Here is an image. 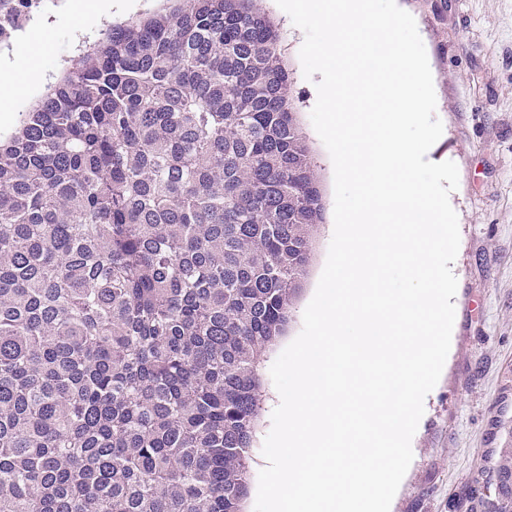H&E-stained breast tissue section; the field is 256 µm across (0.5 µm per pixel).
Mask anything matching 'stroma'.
<instances>
[{
    "label": "stroma",
    "instance_id": "1",
    "mask_svg": "<svg viewBox=\"0 0 512 512\" xmlns=\"http://www.w3.org/2000/svg\"><path fill=\"white\" fill-rule=\"evenodd\" d=\"M416 20L433 75L443 134L433 162L453 161L459 186L450 195L460 247L452 265L451 348L441 377L426 396L412 439L413 460L390 512H480L477 501L496 483L500 452L512 448V0H398ZM165 0H35L24 25L0 38V71L11 68L34 35L42 42L27 86L0 105V131L30 109L62 73L78 65L88 43L109 23L163 8ZM287 44L293 94L321 174L326 203L334 201L331 157L310 112L314 84L303 77L304 33L275 0H261ZM318 230L315 251L293 317L278 342L302 329L333 235Z\"/></svg>",
    "mask_w": 512,
    "mask_h": 512
}]
</instances>
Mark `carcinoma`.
I'll return each mask as SVG.
<instances>
[{
  "instance_id": "carcinoma-1",
  "label": "carcinoma",
  "mask_w": 512,
  "mask_h": 512,
  "mask_svg": "<svg viewBox=\"0 0 512 512\" xmlns=\"http://www.w3.org/2000/svg\"><path fill=\"white\" fill-rule=\"evenodd\" d=\"M258 2L107 27L0 136V512H243L325 219Z\"/></svg>"
}]
</instances>
